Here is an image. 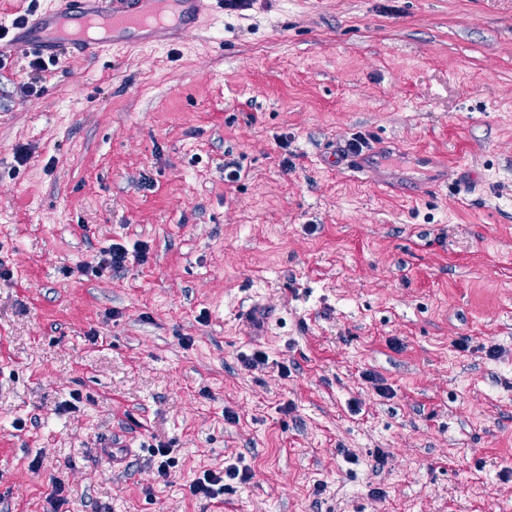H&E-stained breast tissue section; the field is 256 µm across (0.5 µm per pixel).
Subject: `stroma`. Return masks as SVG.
I'll return each mask as SVG.
<instances>
[{
	"instance_id": "35a3bbf8",
	"label": "stroma",
	"mask_w": 512,
	"mask_h": 512,
	"mask_svg": "<svg viewBox=\"0 0 512 512\" xmlns=\"http://www.w3.org/2000/svg\"><path fill=\"white\" fill-rule=\"evenodd\" d=\"M359 138L370 173L327 164ZM113 243L146 262L83 273ZM0 264V512L54 478L60 512H512V0L0 56ZM230 464L231 504L190 495Z\"/></svg>"
}]
</instances>
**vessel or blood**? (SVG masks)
<instances>
[{"mask_svg":"<svg viewBox=\"0 0 512 512\" xmlns=\"http://www.w3.org/2000/svg\"><path fill=\"white\" fill-rule=\"evenodd\" d=\"M211 7V0H55L51 10L28 21L21 42L54 58L93 57L121 46V33L166 24L177 30L197 22Z\"/></svg>","mask_w":512,"mask_h":512,"instance_id":"obj_1","label":"vessel or blood"}]
</instances>
